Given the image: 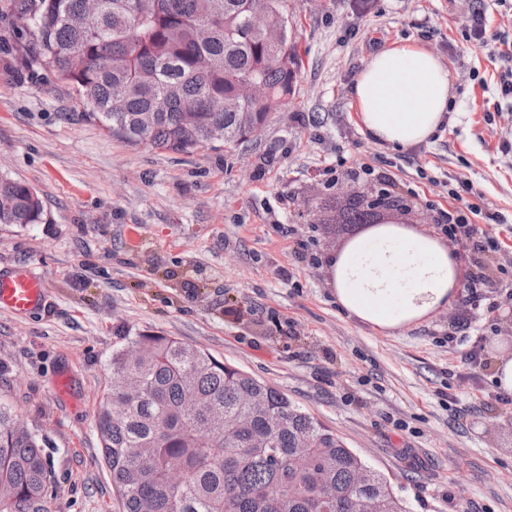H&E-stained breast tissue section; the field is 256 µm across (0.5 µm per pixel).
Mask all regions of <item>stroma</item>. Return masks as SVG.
Returning <instances> with one entry per match:
<instances>
[{"label":"stroma","instance_id":"stroma-1","mask_svg":"<svg viewBox=\"0 0 512 512\" xmlns=\"http://www.w3.org/2000/svg\"><path fill=\"white\" fill-rule=\"evenodd\" d=\"M295 95L251 140L191 155L134 147L85 118L69 86L17 63L12 0H0V173L40 197L41 224L0 225V275L39 276L45 302L0 309V404L46 437L52 512H123L96 419L113 348L160 333L288 395L384 474L410 512H512V403L496 356L512 354V292L493 310L467 289L419 323L382 332L349 318L327 259L353 236L348 191L393 177L406 226L441 236L438 213L469 180L474 222L512 264V0H295ZM487 39H471L475 8ZM432 51L448 112L426 142L364 134L358 74L395 43ZM505 215L502 224L493 215ZM481 341L482 363L468 351ZM69 371L74 397L56 393Z\"/></svg>","mask_w":512,"mask_h":512}]
</instances>
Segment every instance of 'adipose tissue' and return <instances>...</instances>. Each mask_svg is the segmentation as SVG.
Listing matches in <instances>:
<instances>
[{
	"label": "adipose tissue",
	"mask_w": 512,
	"mask_h": 512,
	"mask_svg": "<svg viewBox=\"0 0 512 512\" xmlns=\"http://www.w3.org/2000/svg\"><path fill=\"white\" fill-rule=\"evenodd\" d=\"M353 98L368 138L394 147L421 144L448 110V72L428 49L395 44L359 73ZM339 308L380 331H393L449 305L461 286L445 243L397 222L372 227L328 260Z\"/></svg>",
	"instance_id": "obj_1"
}]
</instances>
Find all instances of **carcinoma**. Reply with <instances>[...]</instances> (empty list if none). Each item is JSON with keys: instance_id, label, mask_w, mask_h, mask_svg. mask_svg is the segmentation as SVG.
Returning <instances> with one entry per match:
<instances>
[{"instance_id": "cac0c4a2", "label": "carcinoma", "mask_w": 512, "mask_h": 512, "mask_svg": "<svg viewBox=\"0 0 512 512\" xmlns=\"http://www.w3.org/2000/svg\"><path fill=\"white\" fill-rule=\"evenodd\" d=\"M290 0H102L82 23L84 0H20L29 35L23 66L73 87L84 116L134 146L193 154L258 135L266 114L295 93L300 69ZM261 9L275 45L253 29ZM258 80L261 102L239 96ZM192 110L197 121L184 120ZM41 200L0 175V224H41ZM357 204L347 224H369ZM103 461L124 512H410L390 481L336 433L266 382L171 337L146 334L112 350L97 416ZM46 440L0 404V512H50ZM180 468V486L167 479Z\"/></svg>"}]
</instances>
